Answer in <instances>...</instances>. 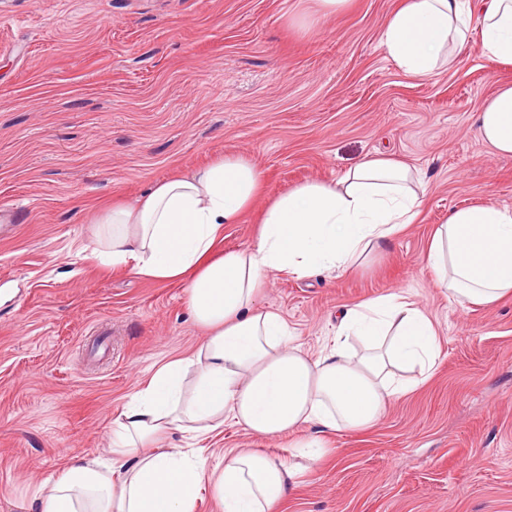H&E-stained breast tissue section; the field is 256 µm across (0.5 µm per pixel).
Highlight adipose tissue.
Segmentation results:
<instances>
[{
	"instance_id": "1",
	"label": "adipose tissue",
	"mask_w": 512,
	"mask_h": 512,
	"mask_svg": "<svg viewBox=\"0 0 512 512\" xmlns=\"http://www.w3.org/2000/svg\"><path fill=\"white\" fill-rule=\"evenodd\" d=\"M476 31L483 55L512 64V0H399L383 45L406 74L428 77L447 68ZM476 124L488 147L512 157V84L487 100ZM261 185L250 161L228 155L94 222L99 257L186 284L192 318L207 337L129 397L112 420L110 457L71 458L37 490L41 512H194L206 481L224 512H275L326 453L327 433L373 427L389 402L432 376L438 330L407 292L344 307L331 344L314 356L259 301L267 274H346L380 253L417 223L421 173L371 157L337 179L295 185L268 202L251 245L217 251L225 225L240 222ZM423 261L459 306L496 305L512 295V208L449 212ZM227 422L261 438L306 425L316 432L303 442L302 461L245 449L225 455L211 476L201 456L160 445L172 432L198 439Z\"/></svg>"
}]
</instances>
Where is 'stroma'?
Segmentation results:
<instances>
[{"mask_svg": "<svg viewBox=\"0 0 512 512\" xmlns=\"http://www.w3.org/2000/svg\"><path fill=\"white\" fill-rule=\"evenodd\" d=\"M312 0H0V206L31 207L0 237V512H37V486L73 456H109L112 417L166 360L197 349L187 290L106 265L89 224L156 183L227 154L264 191L221 250L246 247L270 198L383 153L418 168L417 223L355 271L268 275L260 301L317 355L342 307L411 290L439 333L432 377L330 449L277 512H512V296L450 303L422 262L451 209L512 207V157L475 115L512 65L472 41L431 77L405 74L382 37L398 0H349L315 25ZM310 427L236 448L287 456Z\"/></svg>", "mask_w": 512, "mask_h": 512, "instance_id": "1", "label": "stroma"}]
</instances>
